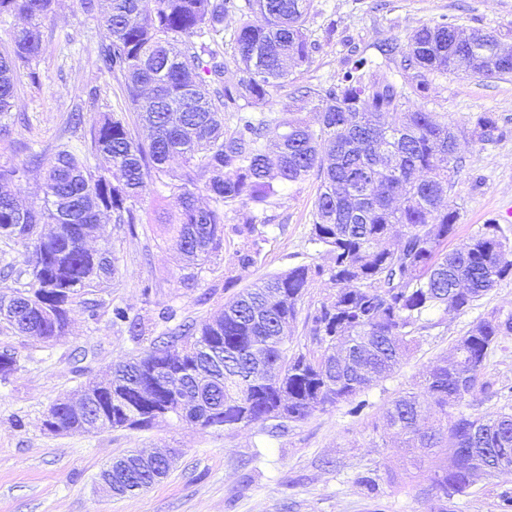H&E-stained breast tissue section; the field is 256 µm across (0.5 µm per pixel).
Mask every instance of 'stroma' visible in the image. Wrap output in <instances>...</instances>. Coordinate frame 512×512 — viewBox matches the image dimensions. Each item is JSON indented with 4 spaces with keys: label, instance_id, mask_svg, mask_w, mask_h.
I'll return each instance as SVG.
<instances>
[{
    "label": "stroma",
    "instance_id": "obj_1",
    "mask_svg": "<svg viewBox=\"0 0 512 512\" xmlns=\"http://www.w3.org/2000/svg\"><path fill=\"white\" fill-rule=\"evenodd\" d=\"M319 11L310 24L322 38L327 20L336 34L315 53L312 64L274 91L277 108L300 109L295 90L337 77L352 53L375 54L380 40H405L423 24L448 17L471 30L493 33L512 44V0H314ZM40 84L19 73L18 91L7 132L0 134V166L26 167L7 191L21 205H40L43 170L29 164L32 154L50 158L62 144H80L102 113L123 114L134 122L120 80L100 70L105 42L96 19L78 0H53L41 29ZM427 107L440 119L464 126L477 112H493L503 137L486 143L461 140L463 166L449 199L461 209L458 239L498 224L512 236V75H448L435 78ZM81 109L84 121L72 128L67 117ZM318 182L294 187L271 211L258 263L247 270L231 263L236 241L224 243L218 258L185 287L189 270L166 241L164 217L174 212L168 189L141 197L136 209L143 229L129 233L105 226L117 272L101 287L82 292L66 336L54 345L23 336L0 324V350L15 352L18 368L0 381V512H500L512 496V470L480 478L453 500L430 488L437 470L448 464L451 448H409L386 428L383 412L395 397L419 390L440 359L451 357L457 340L479 318L512 307V280L463 313L451 312L440 324L422 330L389 376L363 394L364 415L350 416L342 402L314 412L285 431L268 435L260 426L201 429L166 421L146 431L53 434L43 422L49 407L80 383L103 376L148 349L176 320H205L242 288L297 265L321 263L310 240ZM130 308L144 332L130 336L113 324L114 306ZM175 321L159 317L164 308ZM490 395L467 398L460 409L490 416L512 403V339H506L487 364ZM171 451L169 474L148 490L119 497L105 490L102 471L131 451Z\"/></svg>",
    "mask_w": 512,
    "mask_h": 512
}]
</instances>
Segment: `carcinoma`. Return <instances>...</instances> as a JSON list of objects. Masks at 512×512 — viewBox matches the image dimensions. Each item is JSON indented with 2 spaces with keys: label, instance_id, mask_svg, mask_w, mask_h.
Here are the masks:
<instances>
[{
  "label": "carcinoma",
  "instance_id": "cac0c4a2",
  "mask_svg": "<svg viewBox=\"0 0 512 512\" xmlns=\"http://www.w3.org/2000/svg\"><path fill=\"white\" fill-rule=\"evenodd\" d=\"M314 0H80L84 13L106 31L101 67L117 78L148 132L140 140L125 117L105 114L91 129V154L109 167L95 172L68 148L47 160L38 208L19 207L0 194V239L21 241L25 268L12 269L10 295L0 296V322L51 342L67 333L76 296L115 273L110 242L85 247L102 218L135 230L134 202L147 186L176 190L171 247L189 266H202L233 235L240 246L232 265L253 266L270 223L268 208L281 191L314 176L319 180L310 241L325 262L301 265L245 288L203 321L184 320L159 336L138 358L112 371L111 387L83 386L90 409L72 412L57 400L50 432L145 430L173 418L201 428L261 425L283 430L341 401L360 416L356 400L371 382L392 373L434 325L429 316L463 312L512 276V238L498 224L448 249L460 209L449 200L462 167L459 141L503 136L493 112H478L467 127L425 108L430 77L448 73L485 77L512 74V46L493 34L464 30L443 17L414 30L406 43L378 45L386 66L354 53L336 81L306 88L308 116L272 111V91L291 69L312 63L321 42L308 23ZM53 0H0V15L22 16L0 51V119L8 116L17 73L43 52L41 26ZM260 15L256 24L252 17ZM230 16L234 69L213 48ZM210 86L205 93L202 87ZM183 166L171 173L169 161ZM208 203H199L200 192ZM239 205L225 228L224 208ZM42 224L56 229L44 234ZM31 277L29 287L20 285ZM336 292L307 316L317 349L288 350V326L297 305L319 280ZM112 322L141 332L138 316L112 309ZM512 336V309L492 312L455 346L456 359L437 365L422 389L395 398L383 414L388 428L423 448L446 443L462 453L440 469L432 487L444 497L463 493L478 473L469 458L482 448H512V410L491 418L460 413L424 430L433 406L443 414L486 390L490 356ZM130 454L105 473L122 491H143L166 476L161 457L149 465Z\"/></svg>",
  "mask_w": 512,
  "mask_h": 512
}]
</instances>
